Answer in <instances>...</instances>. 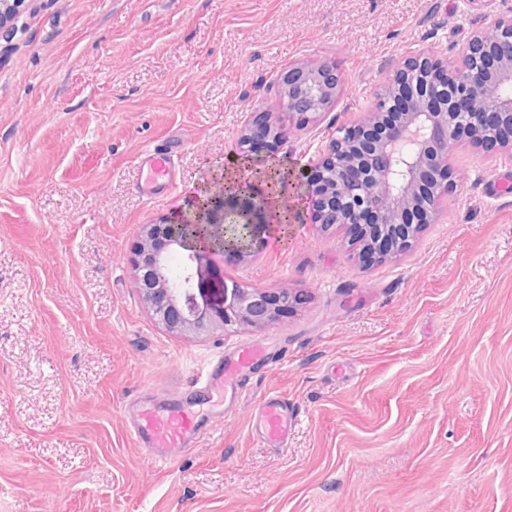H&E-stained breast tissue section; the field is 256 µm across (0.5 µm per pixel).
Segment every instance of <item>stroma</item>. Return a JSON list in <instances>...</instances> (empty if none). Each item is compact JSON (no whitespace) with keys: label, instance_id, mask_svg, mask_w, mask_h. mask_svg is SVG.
<instances>
[{"label":"stroma","instance_id":"obj_1","mask_svg":"<svg viewBox=\"0 0 512 512\" xmlns=\"http://www.w3.org/2000/svg\"><path fill=\"white\" fill-rule=\"evenodd\" d=\"M512 0H30L0 29V512H512V151L451 149L456 187L399 258L360 262L348 226L311 221L298 172L374 105L411 55L456 67ZM346 85L276 148L295 224L212 278L302 296L264 327L177 336L130 260L141 228L241 162L240 131L281 112L290 64ZM168 143L177 191L136 192ZM271 358L172 466L136 445L123 407L150 395L200 418L194 367L242 343ZM288 399V444L255 430Z\"/></svg>","mask_w":512,"mask_h":512}]
</instances>
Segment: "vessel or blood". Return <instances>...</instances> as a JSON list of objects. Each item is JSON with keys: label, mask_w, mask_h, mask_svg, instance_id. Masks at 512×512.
<instances>
[{"label": "vessel or blood", "mask_w": 512, "mask_h": 512, "mask_svg": "<svg viewBox=\"0 0 512 512\" xmlns=\"http://www.w3.org/2000/svg\"><path fill=\"white\" fill-rule=\"evenodd\" d=\"M171 151L147 154L142 163L144 175L138 185L139 192L148 198L159 190H173L171 177ZM268 357L267 348L260 343H244L227 356L218 358L194 373L191 386L195 394L208 397L214 392L224 394V411L233 413L245 391L246 379ZM258 435L272 448H283L288 443V402L278 396L261 399L255 416ZM205 428L195 415L180 403L172 402L164 409L139 407L132 435L138 446L150 459L169 465L204 435Z\"/></svg>", "instance_id": "vessel-or-blood-1"}]
</instances>
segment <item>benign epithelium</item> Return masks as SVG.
<instances>
[{
	"mask_svg": "<svg viewBox=\"0 0 512 512\" xmlns=\"http://www.w3.org/2000/svg\"><path fill=\"white\" fill-rule=\"evenodd\" d=\"M25 3L0 0V29ZM280 86L288 117L305 125L337 101L345 79L332 62L297 63L281 75ZM463 138L489 153L512 148V19L473 32L451 78L447 66L425 53L402 62L371 111L339 128L301 175L315 223L365 225L364 263L405 251L453 191L448 152ZM287 139L278 114L258 112L244 126L239 150L249 157L260 141ZM277 187L272 169L255 168L176 218L143 225L132 260L135 285L169 332L262 327L299 304L288 290L221 287L209 278L214 257L245 256L263 245L268 224L295 223V210L276 213ZM178 251L186 252L180 276L171 264Z\"/></svg>",
	"mask_w": 512,
	"mask_h": 512,
	"instance_id": "benign-epithelium-1",
	"label": "benign epithelium"
}]
</instances>
